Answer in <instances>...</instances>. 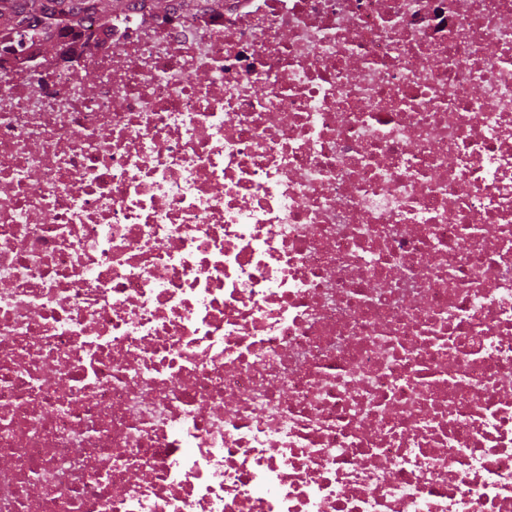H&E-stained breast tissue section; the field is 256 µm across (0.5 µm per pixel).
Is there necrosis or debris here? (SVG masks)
I'll list each match as a JSON object with an SVG mask.
<instances>
[{
	"label": "necrosis or debris",
	"mask_w": 512,
	"mask_h": 512,
	"mask_svg": "<svg viewBox=\"0 0 512 512\" xmlns=\"http://www.w3.org/2000/svg\"><path fill=\"white\" fill-rule=\"evenodd\" d=\"M0 197V512H512V0L46 26Z\"/></svg>",
	"instance_id": "necrosis-or-debris-1"
}]
</instances>
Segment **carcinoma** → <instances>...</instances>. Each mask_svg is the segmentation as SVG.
<instances>
[{
	"label": "carcinoma",
	"mask_w": 512,
	"mask_h": 512,
	"mask_svg": "<svg viewBox=\"0 0 512 512\" xmlns=\"http://www.w3.org/2000/svg\"><path fill=\"white\" fill-rule=\"evenodd\" d=\"M127 8L128 0H0V27L15 29L24 39H34L44 17L68 25L92 15H120Z\"/></svg>",
	"instance_id": "cac0c4a2"
}]
</instances>
